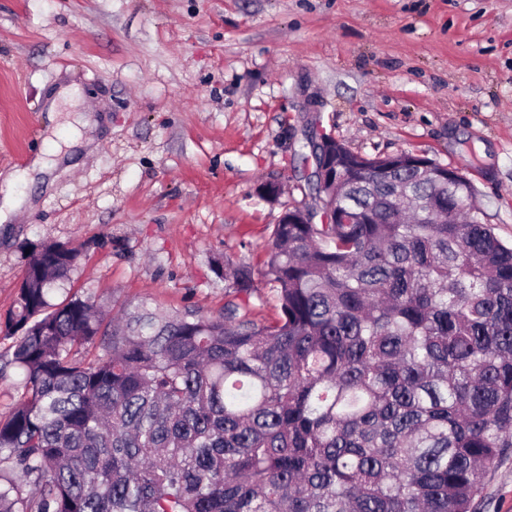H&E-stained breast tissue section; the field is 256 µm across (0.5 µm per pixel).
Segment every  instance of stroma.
Instances as JSON below:
<instances>
[{
  "label": "stroma",
  "mask_w": 512,
  "mask_h": 512,
  "mask_svg": "<svg viewBox=\"0 0 512 512\" xmlns=\"http://www.w3.org/2000/svg\"><path fill=\"white\" fill-rule=\"evenodd\" d=\"M323 133L463 169L511 243L512 0H0V189L26 199L0 224V323L41 243L80 253L60 300L275 318L263 262L285 210L317 204ZM40 154L51 173L17 180ZM224 261L252 268L251 295ZM483 510L512 512V455ZM219 276L224 280H231V288L237 294L251 295L255 290L252 270L249 266L239 265L237 267L228 268L224 272V266L218 269Z\"/></svg>",
  "instance_id": "stroma-1"
}]
</instances>
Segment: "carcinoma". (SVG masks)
Masks as SVG:
<instances>
[{
  "label": "carcinoma",
  "mask_w": 512,
  "mask_h": 512,
  "mask_svg": "<svg viewBox=\"0 0 512 512\" xmlns=\"http://www.w3.org/2000/svg\"><path fill=\"white\" fill-rule=\"evenodd\" d=\"M316 195L350 222L274 225L268 323L53 304L79 252L31 251L0 325V379L24 383L0 512H481L512 452V246L409 152L338 143ZM218 274L254 291L246 265Z\"/></svg>",
  "instance_id": "1"
}]
</instances>
